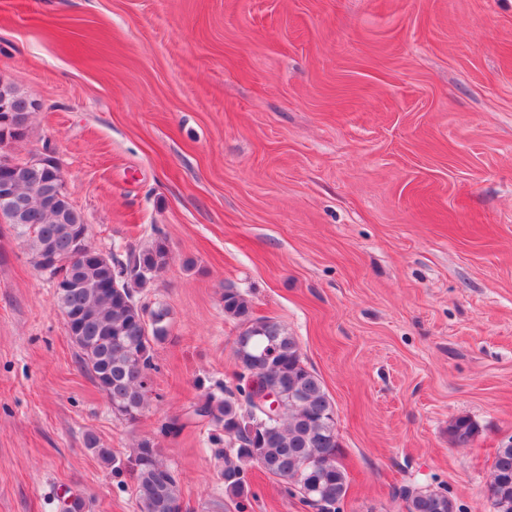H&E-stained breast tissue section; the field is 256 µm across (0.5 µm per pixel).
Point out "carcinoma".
<instances>
[{
	"label": "carcinoma",
	"mask_w": 512,
	"mask_h": 512,
	"mask_svg": "<svg viewBox=\"0 0 512 512\" xmlns=\"http://www.w3.org/2000/svg\"><path fill=\"white\" fill-rule=\"evenodd\" d=\"M13 100L16 124L30 118L28 97L0 85V97ZM15 190L25 202L18 235L27 246L34 267L56 283L57 306L65 316L68 335L78 349V362L105 394L112 412L134 421L149 404L152 392L154 344L169 335V311L158 304L150 309L136 293L151 283L169 262L164 239L121 259L115 253L95 251L88 241V226L67 194L55 196L59 177L51 169L31 174L15 170ZM97 252L93 260H76L78 248ZM224 314L238 320L246 343L233 351L244 371L236 373L235 389L222 385L202 395L193 416L209 419L229 438L220 479L224 497L238 512L245 509L249 494V470L256 465L280 480L289 497L314 508L325 490L334 495V512H343L348 475L339 461L336 411L321 379L304 362L295 336L280 322L251 318L249 300L230 285L221 295ZM278 388L283 406L263 432L262 442L252 449L244 423L245 410L254 407L247 390L246 374ZM448 433L454 442L471 440L479 433L469 417L454 418ZM86 448L94 451L112 473L128 474L135 485L137 512H173L181 503L178 473L167 464L154 441L147 438L122 459L89 431ZM399 496L405 512H455L448 490L404 488ZM487 498L493 512H512V437L496 449Z\"/></svg>",
	"instance_id": "obj_1"
}]
</instances>
